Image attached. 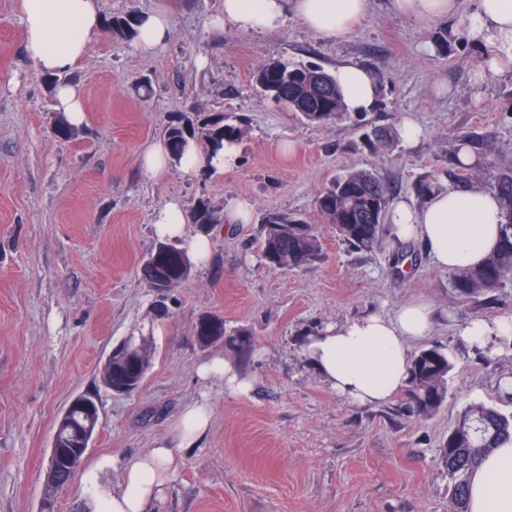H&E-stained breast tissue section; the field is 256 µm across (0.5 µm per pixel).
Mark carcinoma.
I'll use <instances>...</instances> for the list:
<instances>
[{
    "instance_id": "cac0c4a2",
    "label": "carcinoma",
    "mask_w": 512,
    "mask_h": 512,
    "mask_svg": "<svg viewBox=\"0 0 512 512\" xmlns=\"http://www.w3.org/2000/svg\"><path fill=\"white\" fill-rule=\"evenodd\" d=\"M136 15L116 14L105 20L112 34L132 39L136 35ZM255 82L263 94L278 105L297 112L308 123L326 124L345 109L343 97L333 77L325 71L301 62L281 59L263 65L255 74ZM193 123L168 126L165 138L174 155H181L187 141H200L204 148L218 147L226 139L240 140L241 127L215 122L192 130ZM492 187L503 204L500 244L478 267L460 269L454 274V286L460 295L492 292L506 281H512V168L497 170ZM390 201L388 186L367 170H350L334 179L315 200L316 214L332 225L338 237L359 250H369L379 243ZM374 212L379 221L372 223L367 213ZM199 231L221 222L219 212L201 201L194 212ZM263 259L270 267L297 269L318 259L321 243L314 225L290 214L269 217L260 243ZM193 264L186 252L171 243L161 242L144 265V272L154 287L169 291L186 282ZM200 345L209 346L227 340L243 353L250 351L249 337H225L224 323L204 316L195 326ZM124 348L109 358L104 366L102 383L107 389L121 386L140 387L151 368L152 352L147 340L131 337ZM453 369L450 356L441 348L427 347L415 352L410 360L407 395L412 412L429 416L445 401L448 375ZM99 418L84 410L63 412L54 433L52 446L62 455L85 443L88 434L98 428ZM512 441V413H504L484 403H471L463 411L457 425L448 433V441L440 455L451 483L452 512H468V488L472 472L483 455ZM63 483L46 482V499L52 500L72 482L75 472L67 468Z\"/></svg>"
}]
</instances>
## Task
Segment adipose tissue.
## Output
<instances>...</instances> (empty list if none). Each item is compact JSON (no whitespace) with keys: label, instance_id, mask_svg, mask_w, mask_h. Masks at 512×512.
Wrapping results in <instances>:
<instances>
[{"label":"adipose tissue","instance_id":"obj_1","mask_svg":"<svg viewBox=\"0 0 512 512\" xmlns=\"http://www.w3.org/2000/svg\"><path fill=\"white\" fill-rule=\"evenodd\" d=\"M370 0H224L212 24H232L251 33L279 29L287 14H295L315 33L336 37L350 31L369 10ZM398 13L420 21L447 18L451 35L475 46L489 48V72L512 71V0H477L476 8L459 16L457 0H395ZM23 42L37 68L54 78L56 111L73 126L83 123L85 103L79 86L60 76L85 55L89 43L103 30L98 0H24ZM135 43L145 55L166 44L171 34L167 9L139 16ZM334 78L346 111H374L380 85L360 66L347 64ZM237 144L228 143L217 153L188 143L181 157H173L166 141L158 140L141 152L146 173L156 175L177 168L192 179L201 171H229L238 166ZM502 221L498 198L489 191L460 189L433 196L414 206L401 200L389 211V223L400 242L425 245L439 267L456 271L480 264L497 245ZM432 308L417 300L401 305L393 315H370L331 326L304 344L308 361L329 387L350 401L366 404L392 399L407 386L408 345L428 336ZM208 425L201 405L187 407L175 442H161L149 453L128 461L119 491L102 492L94 512H150L166 485L175 452L196 447ZM469 512H512V443L486 455L469 486Z\"/></svg>","mask_w":512,"mask_h":512}]
</instances>
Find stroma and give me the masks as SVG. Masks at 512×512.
<instances>
[{
  "mask_svg": "<svg viewBox=\"0 0 512 512\" xmlns=\"http://www.w3.org/2000/svg\"><path fill=\"white\" fill-rule=\"evenodd\" d=\"M22 4L0 0V512H41L57 420L81 395L97 401L99 424L53 512H89L97 492L119 489L124 461L172 440L193 402L207 405L208 428L196 448L176 452L152 512H450L439 454L461 412L474 402L512 412L503 393L512 344L482 350L459 330L512 316V281L461 296L421 243L387 231L373 249L352 248L317 221L315 200L345 171L371 169L392 201L424 205L419 182L459 188L448 155L464 132L484 138L471 186L488 189L493 167H512V72H485L484 49L446 39L447 20L399 14L394 0H370L366 18L335 38L292 14L264 34L213 28L223 0H99L106 17L166 6L172 35L149 56L109 32L93 40L67 74L82 90L85 121L61 140L52 85L24 50ZM279 59L330 73L366 68L379 105L306 123L255 84L257 69ZM139 80L150 96L135 90ZM405 116L424 130L412 148L399 135ZM178 119L239 125V166L194 179L174 168L146 174L141 150ZM172 200L189 215L202 200L220 212L245 200L253 220L214 225L207 265L163 300L142 268L158 244L152 214ZM275 213L315 222L318 261L265 264L259 241ZM416 298L432 304L434 327L410 351L439 347L454 364L432 415L412 413L403 393L350 402L307 361L308 337ZM205 315L222 319L226 335L250 336V353L200 346L194 327ZM133 336L152 344V367L137 391L112 393L101 370ZM215 357L252 390L230 395L202 379L199 367Z\"/></svg>",
  "mask_w": 512,
  "mask_h": 512,
  "instance_id": "35a3bbf8",
  "label": "stroma"
}]
</instances>
